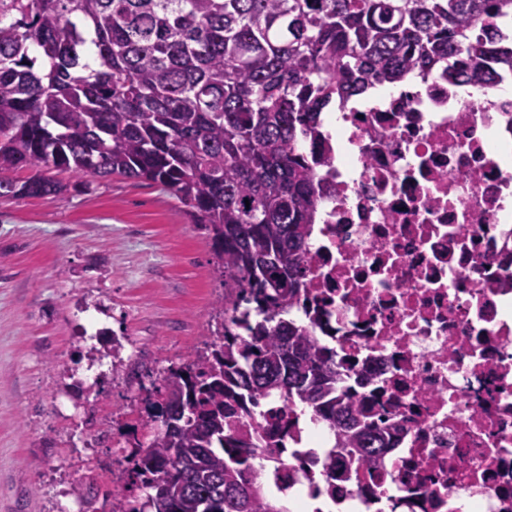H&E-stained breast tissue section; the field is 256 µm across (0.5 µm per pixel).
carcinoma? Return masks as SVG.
I'll use <instances>...</instances> for the list:
<instances>
[{"mask_svg":"<svg viewBox=\"0 0 512 512\" xmlns=\"http://www.w3.org/2000/svg\"><path fill=\"white\" fill-rule=\"evenodd\" d=\"M499 15L512 0H0V197L65 195L51 171L157 183L205 226L230 290L216 339L143 399L128 477L151 493L115 489L111 512H285L253 476L267 449L224 429L268 395L337 430L333 456L390 447L288 315L323 191L298 145L336 101L411 71L456 80L464 56L485 78L479 23Z\"/></svg>","mask_w":512,"mask_h":512,"instance_id":"cac0c4a2","label":"carcinoma"}]
</instances>
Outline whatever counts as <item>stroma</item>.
<instances>
[{
    "mask_svg": "<svg viewBox=\"0 0 512 512\" xmlns=\"http://www.w3.org/2000/svg\"><path fill=\"white\" fill-rule=\"evenodd\" d=\"M218 265L207 230L150 181L0 198V512H110L115 487L144 500L124 442L143 389L220 328ZM90 316L106 334L85 335Z\"/></svg>",
    "mask_w": 512,
    "mask_h": 512,
    "instance_id": "1",
    "label": "stroma"
}]
</instances>
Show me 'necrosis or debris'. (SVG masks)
Wrapping results in <instances>:
<instances>
[{"instance_id":"obj_1","label":"necrosis or debris","mask_w":512,"mask_h":512,"mask_svg":"<svg viewBox=\"0 0 512 512\" xmlns=\"http://www.w3.org/2000/svg\"><path fill=\"white\" fill-rule=\"evenodd\" d=\"M306 287L289 313L336 352L355 402L395 446L349 475L360 512H512V71L465 94L439 75L325 113ZM338 434L293 421L307 466L265 455L278 490L307 485Z\"/></svg>"}]
</instances>
